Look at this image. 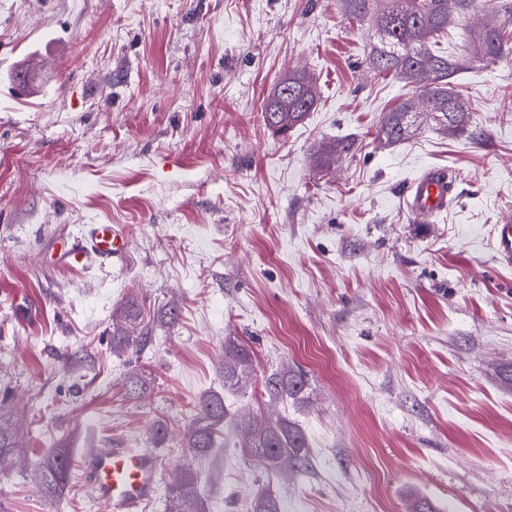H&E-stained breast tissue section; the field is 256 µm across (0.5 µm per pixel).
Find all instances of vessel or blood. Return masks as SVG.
Here are the masks:
<instances>
[{
	"label": "vessel or blood",
	"mask_w": 512,
	"mask_h": 512,
	"mask_svg": "<svg viewBox=\"0 0 512 512\" xmlns=\"http://www.w3.org/2000/svg\"><path fill=\"white\" fill-rule=\"evenodd\" d=\"M451 193L448 179L439 171H428L411 189L407 206L419 222H430L446 209ZM127 250L123 232L111 224H90L84 243L61 248L59 259L66 265L79 264L87 254L114 260ZM495 250L501 262H512V221L498 225ZM82 469L96 500L106 512H140L158 490V458L150 450L92 448L82 457Z\"/></svg>",
	"instance_id": "vessel-or-blood-1"
}]
</instances>
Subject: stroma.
I'll list each match as a JSON object with an SVG mask.
<instances>
[{
    "label": "stroma",
    "instance_id": "obj_1",
    "mask_svg": "<svg viewBox=\"0 0 512 512\" xmlns=\"http://www.w3.org/2000/svg\"><path fill=\"white\" fill-rule=\"evenodd\" d=\"M486 23L512 37L498 0H477L436 46L464 52ZM373 42L340 0H0V417L19 431L0 512H103L79 469L60 502L40 492L55 448L154 450L142 512H168L183 465L210 512H250L264 492L280 512H409L419 497L512 512V266L494 251L512 219V59L455 77L466 132L424 125L381 149L382 117L415 91L367 69ZM37 51L51 67L29 68ZM295 69L318 103L282 137L261 109ZM324 140L354 146L320 175ZM430 169L452 199L422 224L406 194ZM88 224L121 228L124 258L63 266ZM130 299L150 339L116 354ZM228 336L254 355L244 393L224 388ZM285 369L304 371L306 401L262 396ZM210 391L229 417L198 458L184 435ZM243 412L297 424L307 470L243 455Z\"/></svg>",
    "mask_w": 512,
    "mask_h": 512
}]
</instances>
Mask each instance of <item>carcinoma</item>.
<instances>
[{"label":"carcinoma","mask_w":512,"mask_h":512,"mask_svg":"<svg viewBox=\"0 0 512 512\" xmlns=\"http://www.w3.org/2000/svg\"><path fill=\"white\" fill-rule=\"evenodd\" d=\"M346 14L354 18L371 16L377 33L368 62L379 76L392 75L421 90L420 97L430 105L419 112L414 99L404 101L380 122L376 139L384 146L395 145L429 120L447 135L465 131L472 123V113L453 85L456 74L476 63L496 62L512 54L500 28H484L474 33L470 48L460 56L443 54L435 46V37L452 22L448 0H341ZM281 93L270 95L262 109L264 124L278 135H285L301 124L316 104V79L302 70L290 71L279 81ZM350 141H323L313 154L315 167L326 172L336 158L351 151ZM125 325L112 328V352L137 351L149 339L148 333L131 334L128 326L139 324L143 313L133 300L123 305ZM224 387L243 390L255 377L252 355L236 338L224 339ZM306 377L300 370H284L268 375L263 381L264 394L272 401L301 400ZM195 416L185 434V445L202 457L214 447L216 430L228 412L224 396L216 392L201 394L194 405ZM239 424L249 434L244 453L259 457L271 468L291 459L303 468L308 464V442L299 427L286 419L244 418ZM72 477L70 455L63 448L50 451L40 462L41 492L58 498L65 493ZM198 475L183 467L169 487L170 512H208L200 495ZM251 512H279L277 498L271 493L259 495L250 505Z\"/></svg>","instance_id":"obj_1"}]
</instances>
